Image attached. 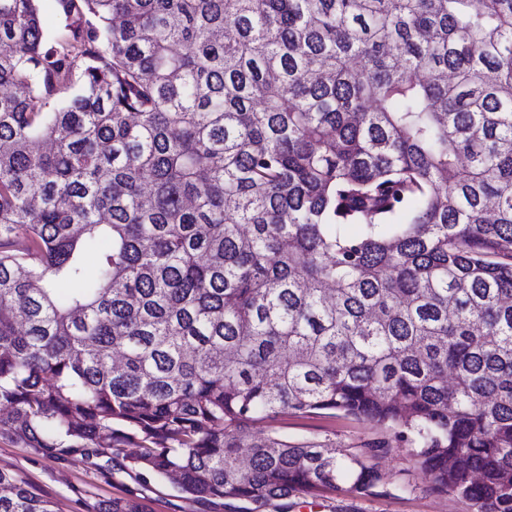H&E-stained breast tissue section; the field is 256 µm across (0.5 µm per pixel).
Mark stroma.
Wrapping results in <instances>:
<instances>
[{
	"label": "stroma",
	"mask_w": 512,
	"mask_h": 512,
	"mask_svg": "<svg viewBox=\"0 0 512 512\" xmlns=\"http://www.w3.org/2000/svg\"><path fill=\"white\" fill-rule=\"evenodd\" d=\"M272 428L292 439L326 437L349 453L360 452L363 443L380 435L378 427L343 417H284L257 426L261 432ZM136 452L129 445L122 457H102L90 465L70 457L44 456L17 437L0 438V470L26 481L53 502L56 512H98L102 501L123 497L137 499L142 512H240L239 501L197 500L182 494L172 480L135 468L131 458ZM368 462L384 477L382 494L336 490L315 495L296 489L255 512H307L317 504L327 512H473L469 502L433 489L413 449L394 447Z\"/></svg>",
	"instance_id": "stroma-1"
}]
</instances>
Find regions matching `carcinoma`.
I'll list each match as a JSON object with an SVG mask.
<instances>
[{
  "label": "carcinoma",
  "mask_w": 512,
  "mask_h": 512,
  "mask_svg": "<svg viewBox=\"0 0 512 512\" xmlns=\"http://www.w3.org/2000/svg\"><path fill=\"white\" fill-rule=\"evenodd\" d=\"M40 2L0 0V437L262 503L383 482L252 431L343 416L512 512V0ZM0 512L55 510L0 471Z\"/></svg>",
  "instance_id": "1"
}]
</instances>
